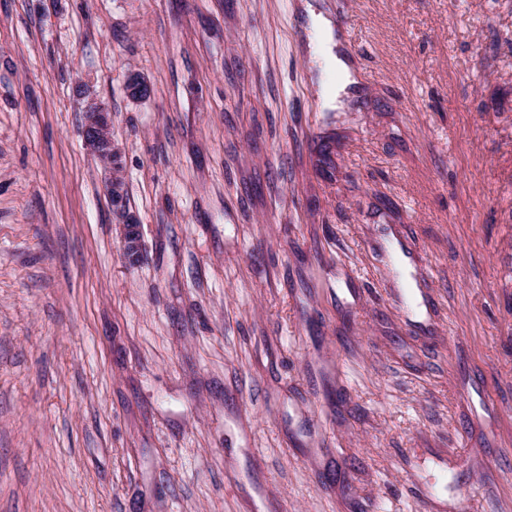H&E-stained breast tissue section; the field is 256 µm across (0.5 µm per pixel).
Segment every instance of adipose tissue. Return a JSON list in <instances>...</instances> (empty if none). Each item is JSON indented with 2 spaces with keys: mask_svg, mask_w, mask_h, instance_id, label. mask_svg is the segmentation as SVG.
<instances>
[{
  "mask_svg": "<svg viewBox=\"0 0 512 512\" xmlns=\"http://www.w3.org/2000/svg\"><path fill=\"white\" fill-rule=\"evenodd\" d=\"M304 13L312 30L320 36L327 63L335 67L339 76L334 93L324 96V107L330 112L347 110L357 97L360 78L354 64L343 51L342 37L335 33L331 22L312 4H305Z\"/></svg>",
  "mask_w": 512,
  "mask_h": 512,
  "instance_id": "ef3b65f1",
  "label": "adipose tissue"
}]
</instances>
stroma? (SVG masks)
I'll return each mask as SVG.
<instances>
[{"instance_id":"35a3bbf8","label":"stroma","mask_w":512,"mask_h":512,"mask_svg":"<svg viewBox=\"0 0 512 512\" xmlns=\"http://www.w3.org/2000/svg\"><path fill=\"white\" fill-rule=\"evenodd\" d=\"M302 2L0 0V512H512V0ZM303 8L310 28L320 36L325 52V61L335 67L339 76L336 91L332 94L324 90L322 80H319L323 88L324 108L328 112H344L359 93L358 71L344 53L341 34L334 33L331 22L322 13L317 12L310 3H305ZM104 110L97 108L94 104L87 106L84 118V137L95 155L109 167L111 178L108 184V194L112 195L111 202L114 206L122 207L124 200L122 180L112 182V153L115 151L114 149L112 151L110 114Z\"/></svg>"}]
</instances>
